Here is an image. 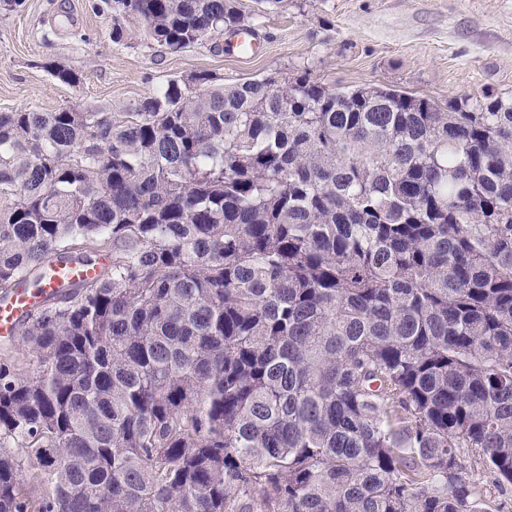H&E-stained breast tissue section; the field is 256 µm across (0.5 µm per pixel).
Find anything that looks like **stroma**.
I'll list each match as a JSON object with an SVG mask.
<instances>
[{
	"label": "stroma",
	"instance_id": "obj_1",
	"mask_svg": "<svg viewBox=\"0 0 512 512\" xmlns=\"http://www.w3.org/2000/svg\"><path fill=\"white\" fill-rule=\"evenodd\" d=\"M241 4L260 41L254 54L225 50L221 36L173 53L144 41L130 19L117 44L103 0H25L0 12V112H117L202 70L228 83L305 71L331 90L384 85L442 104L512 92V0H284L268 14L254 0ZM50 61L81 83L54 81Z\"/></svg>",
	"mask_w": 512,
	"mask_h": 512
}]
</instances>
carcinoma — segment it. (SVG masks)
<instances>
[{"instance_id": "1", "label": "carcinoma", "mask_w": 512, "mask_h": 512, "mask_svg": "<svg viewBox=\"0 0 512 512\" xmlns=\"http://www.w3.org/2000/svg\"><path fill=\"white\" fill-rule=\"evenodd\" d=\"M112 16L174 53L250 29ZM72 261L0 346V512H502L512 96L201 71L0 112V296Z\"/></svg>"}]
</instances>
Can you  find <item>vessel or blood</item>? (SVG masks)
Returning <instances> with one entry per match:
<instances>
[{
    "label": "vessel or blood",
    "instance_id": "vessel-or-blood-1",
    "mask_svg": "<svg viewBox=\"0 0 512 512\" xmlns=\"http://www.w3.org/2000/svg\"><path fill=\"white\" fill-rule=\"evenodd\" d=\"M94 268L68 264L52 269L41 287L17 292L8 300H0V337L15 335L22 316L42 298L68 281L93 277Z\"/></svg>",
    "mask_w": 512,
    "mask_h": 512
}]
</instances>
